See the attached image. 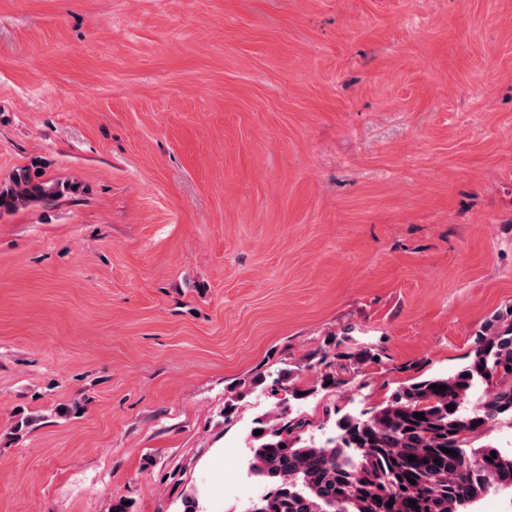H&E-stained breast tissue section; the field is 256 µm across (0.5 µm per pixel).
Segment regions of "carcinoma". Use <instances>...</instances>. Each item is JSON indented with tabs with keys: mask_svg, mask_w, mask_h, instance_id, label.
Returning <instances> with one entry per match:
<instances>
[{
	"mask_svg": "<svg viewBox=\"0 0 512 512\" xmlns=\"http://www.w3.org/2000/svg\"><path fill=\"white\" fill-rule=\"evenodd\" d=\"M74 193L73 185L42 180L21 168L0 185V210L48 204ZM306 362L320 371L324 390L350 383L331 371L325 351L310 354ZM479 382L483 389L472 399ZM450 404L455 408L447 409ZM511 418L512 307L487 321L468 361L452 374L414 376L369 416L339 418V442L332 447L301 443L297 432L308 422L291 416L285 401L257 419L255 429L262 434L253 436L250 469L269 486L258 512H336L338 502L346 512H469L491 491L512 490V454L475 446L494 425ZM411 500L416 505H409Z\"/></svg>",
	"mask_w": 512,
	"mask_h": 512,
	"instance_id": "cac0c4a2",
	"label": "carcinoma"
}]
</instances>
